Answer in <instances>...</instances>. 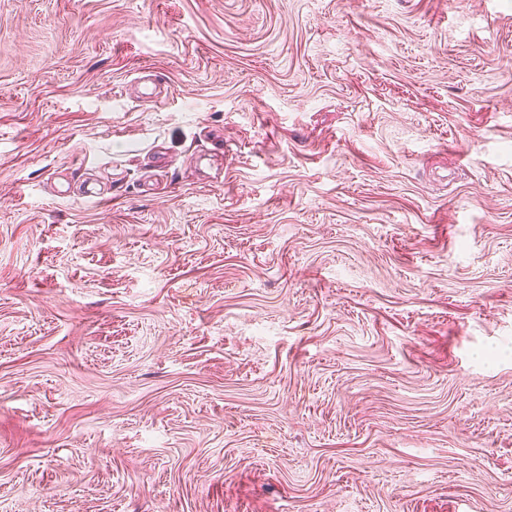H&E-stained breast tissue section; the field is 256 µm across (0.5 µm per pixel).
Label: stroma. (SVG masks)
<instances>
[{
	"instance_id": "35a3bbf8",
	"label": "stroma",
	"mask_w": 512,
	"mask_h": 512,
	"mask_svg": "<svg viewBox=\"0 0 512 512\" xmlns=\"http://www.w3.org/2000/svg\"><path fill=\"white\" fill-rule=\"evenodd\" d=\"M0 512H512V0H0Z\"/></svg>"
}]
</instances>
